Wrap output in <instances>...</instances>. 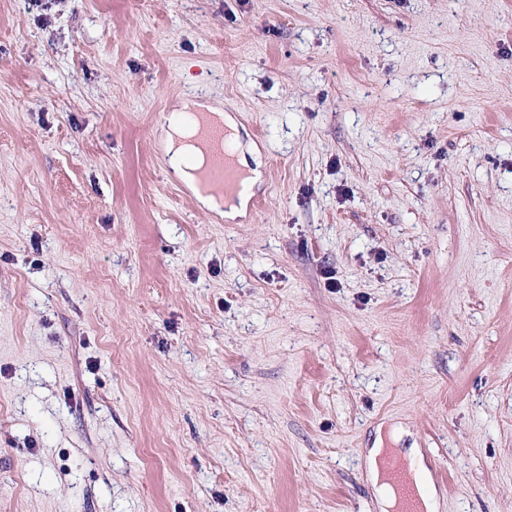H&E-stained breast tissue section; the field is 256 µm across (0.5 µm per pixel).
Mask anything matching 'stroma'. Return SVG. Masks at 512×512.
I'll list each match as a JSON object with an SVG mask.
<instances>
[{"label": "stroma", "instance_id": "stroma-1", "mask_svg": "<svg viewBox=\"0 0 512 512\" xmlns=\"http://www.w3.org/2000/svg\"><path fill=\"white\" fill-rule=\"evenodd\" d=\"M392 429L512 512V0H0V512H382ZM209 112H213L208 119L212 122L221 121L230 130L227 134L228 144L231 148L232 155H235V164L238 169L245 175L243 180L244 188L231 199L224 203V216L227 218H235L242 214L245 210L247 202L252 194L254 186L259 182L261 173L259 171L260 163L256 156L249 153L251 162L242 150L241 134L235 122L219 108L207 107ZM205 115L201 112L188 114L189 119L198 121L201 125L205 144L208 146L207 156L210 159L209 164L199 171L197 176L201 186L207 192L223 197L230 192L238 191L241 188L243 177L236 170L230 158L224 128L209 127L203 119ZM168 131L166 154L170 157V161L176 164L184 156L192 155L197 162L195 166H187L186 169L178 167L179 177L195 192L204 205L219 210L221 203L213 195L208 193L199 195L193 186L194 184L199 187L194 171L201 168L205 162V147L199 136L198 124L181 126L171 122Z\"/></svg>", "mask_w": 512, "mask_h": 512}]
</instances>
